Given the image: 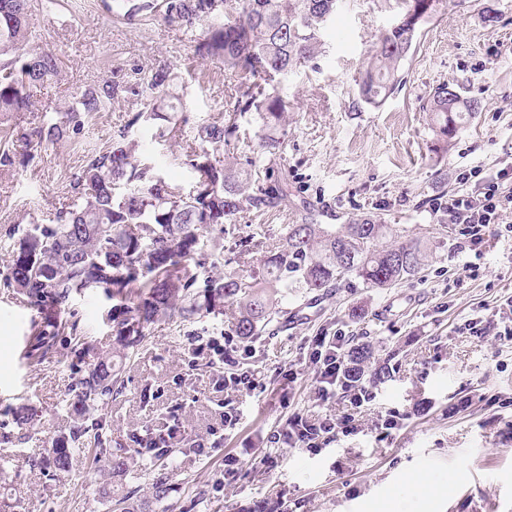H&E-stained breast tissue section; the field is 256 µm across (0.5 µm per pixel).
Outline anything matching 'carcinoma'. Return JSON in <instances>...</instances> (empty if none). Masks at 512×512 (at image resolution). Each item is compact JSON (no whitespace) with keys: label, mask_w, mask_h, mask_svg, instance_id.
<instances>
[{"label":"carcinoma","mask_w":512,"mask_h":512,"mask_svg":"<svg viewBox=\"0 0 512 512\" xmlns=\"http://www.w3.org/2000/svg\"><path fill=\"white\" fill-rule=\"evenodd\" d=\"M115 14L132 19L141 13L177 25L195 37L202 61L221 63L237 77L235 95L226 102L223 121L201 124L184 139L185 103L178 73L158 66L136 84L102 79L55 108L61 120H49L23 136L26 146L59 143L80 132L85 117L105 112L123 94L141 98L142 108L127 117L118 138L107 150L88 157L75 178L76 198L52 225L30 224L19 232L10 251L9 285L27 297L43 315L37 348L47 351L56 336L75 324L58 318L73 295L90 287L105 289L116 304L107 313L116 349L97 356L77 383L69 404L68 436L52 442L51 464L66 472L76 448H104L99 428L86 424L91 406L118 396L125 389L121 365L143 342L146 328L174 314H220L224 304L236 308L232 332L255 335L261 322L282 316L278 294L283 288L327 293L351 278L368 288H391L415 276L428 254L409 240L386 246L388 225L373 216L346 224H319L311 216L286 225V234L269 252L259 271L232 268L235 258L224 254L218 239H203L202 230L224 233V225L250 209L288 202L287 176L274 165L237 161L235 137L239 119L249 114L264 131L262 141L274 155L283 146L285 114L290 102L278 85L292 71L315 65L320 31L336 12V0H113ZM397 24L382 33L372 61L360 73L362 103L378 107L400 83L399 70L421 21L436 11L439 0H405ZM30 0H0V119L29 109L30 90L57 75L58 62L49 50L28 48L35 34L30 27ZM449 85L438 86L425 111L429 125L445 144L480 110L476 100L448 98ZM144 125L159 141H185L186 165L195 186L185 192L164 177L139 145L127 140L129 130ZM223 153L228 162L216 159ZM222 271L202 276L205 253ZM368 352L355 347L350 363L363 379ZM131 449L117 448L103 459L104 492L111 512H140L137 489L113 484L129 474ZM173 493L167 475L157 473L145 484V498L155 505Z\"/></svg>","instance_id":"1"}]
</instances>
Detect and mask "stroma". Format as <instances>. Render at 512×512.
I'll return each instance as SVG.
<instances>
[{
	"mask_svg": "<svg viewBox=\"0 0 512 512\" xmlns=\"http://www.w3.org/2000/svg\"><path fill=\"white\" fill-rule=\"evenodd\" d=\"M403 12V0H338L315 67L288 75L279 87L293 104L276 159L288 172V204L238 215L224 247L252 272L279 245L286 225L300 223L306 213L318 214L323 224L374 215L391 225L389 241L426 242L428 262L390 288L351 281L333 291L312 319L261 326L244 364L260 368L266 390L243 404L242 420L229 432L221 409L225 395L211 383L215 371L203 363L190 367L185 344L189 337L230 329L231 312L149 326L127 365L125 392L92 415L127 447L170 408L189 435L222 434L212 457L189 447L176 452L166 512H512V342L457 331L473 316L494 317L512 296V236L490 234L481 268L470 276L455 249V230H442L440 216L424 205L438 193L458 192L459 177L469 170L493 175L512 164V0L439 5L419 25L402 63L403 87L380 107H369L358 99L356 79L378 37ZM33 23L36 46L57 56L59 74L32 89L33 111L13 113L16 163L0 167V512H108L95 451L77 455L70 471L52 477L42 460L69 430L65 401L86 374L91 349L112 344L106 320L112 301L99 288L74 295L63 318L77 322L78 338L61 337L57 350L42 355L34 349L41 316L7 287L6 277L16 226L51 223L71 202L75 174L88 154L111 146L136 98H119L108 111L92 113L69 140L29 152L21 137L49 120V106L111 74L135 82L160 64L176 65L193 127L221 118L234 81L218 62L195 65L194 41L184 29L112 15L105 0H60L37 12ZM442 84L481 103L476 118L447 145L436 141L422 110ZM130 136L149 150L163 175L191 188L193 175L178 152L152 140L146 129H132ZM255 233L263 247L244 246ZM339 330L351 345L368 346L366 370L392 369L389 378L368 383L376 398L363 409L361 432L330 442L316 456L284 449L274 474L248 471L213 495L210 482L225 452L259 448L262 436L280 423V368L296 366L294 408L314 416L345 409L341 392L329 405L316 403V368L306 350L311 337ZM394 409L406 420L379 438L378 424ZM416 482L441 493L422 495L412 488Z\"/></svg>",
	"mask_w": 512,
	"mask_h": 512,
	"instance_id": "obj_1",
	"label": "stroma"
}]
</instances>
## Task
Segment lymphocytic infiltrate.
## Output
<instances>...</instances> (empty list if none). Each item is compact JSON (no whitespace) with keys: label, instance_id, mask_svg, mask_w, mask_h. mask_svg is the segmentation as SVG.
Here are the masks:
<instances>
[{"label":"lymphocytic infiltrate","instance_id":"obj_1","mask_svg":"<svg viewBox=\"0 0 512 512\" xmlns=\"http://www.w3.org/2000/svg\"><path fill=\"white\" fill-rule=\"evenodd\" d=\"M432 209L447 216L449 223L459 228V252L465 253L467 270H475L483 253L481 245L491 227L500 225L506 212L512 210V172L499 170L496 175L486 178L475 190L455 193L446 198H436ZM345 333L314 337L310 356L318 366V396L329 401L338 391L349 394L351 410L340 417L325 416L321 419L310 417L298 410L287 416L280 429L266 439L264 452L252 453L250 457L225 454L224 468L214 478V489L223 488L226 481L239 479L244 470L253 468L264 472L275 470L280 462L282 447L309 452L318 451L332 439L348 436L358 429L355 412L369 404L373 395L368 388L354 386L351 366L347 358ZM193 357L208 358L218 368L216 382L219 386L232 389L240 400L257 397L263 383L258 369H241L240 356L248 352L241 337L224 332L207 338L196 336L190 341Z\"/></svg>","mask_w":512,"mask_h":512}]
</instances>
